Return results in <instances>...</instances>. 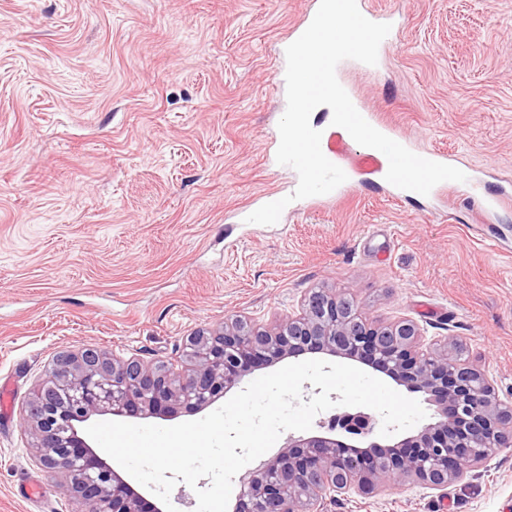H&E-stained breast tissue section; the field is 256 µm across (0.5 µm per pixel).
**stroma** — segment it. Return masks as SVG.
<instances>
[{
	"instance_id": "obj_1",
	"label": "stroma",
	"mask_w": 512,
	"mask_h": 512,
	"mask_svg": "<svg viewBox=\"0 0 512 512\" xmlns=\"http://www.w3.org/2000/svg\"><path fill=\"white\" fill-rule=\"evenodd\" d=\"M403 17L375 77L346 81L398 137L512 180V0H370ZM306 0H0V512H80L24 409L51 361L91 345L182 358L238 316L272 326L305 293L454 338L512 403V211L459 191L397 196L382 155L310 116L354 189L280 225L241 223L294 171L265 163L274 69ZM237 215L234 223L226 215ZM330 512H512V448L445 487L337 494Z\"/></svg>"
}]
</instances>
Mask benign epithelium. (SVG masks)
Instances as JSON below:
<instances>
[{
    "label": "benign epithelium",
    "instance_id": "benign-epithelium-1",
    "mask_svg": "<svg viewBox=\"0 0 512 512\" xmlns=\"http://www.w3.org/2000/svg\"><path fill=\"white\" fill-rule=\"evenodd\" d=\"M456 341L431 347L419 327L399 319L376 324L353 301L312 290L298 314L269 329L235 317L189 337V356L164 361L117 357L92 347L63 353L29 402L39 460L49 476L81 500L84 512H161L106 461L78 427L95 415L140 417L195 412L240 384L259 365L305 353L357 360L413 392L431 395L439 420L393 445L357 448L313 435L288 438L284 449L248 473L233 512H328L326 495L416 478L444 486L463 464L477 467L473 448L512 447V406L488 378L453 356ZM335 422L350 434H370L373 414L343 412Z\"/></svg>",
    "mask_w": 512,
    "mask_h": 512
}]
</instances>
